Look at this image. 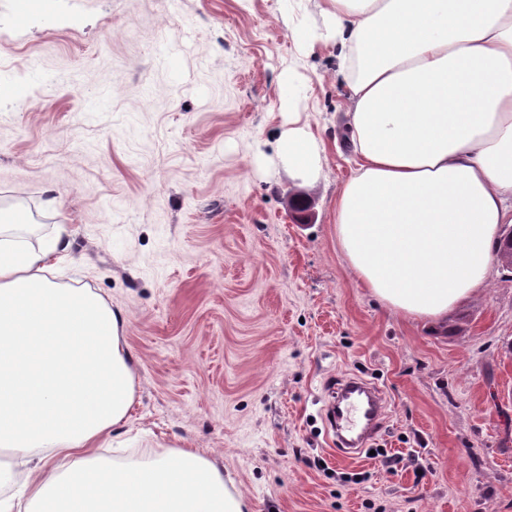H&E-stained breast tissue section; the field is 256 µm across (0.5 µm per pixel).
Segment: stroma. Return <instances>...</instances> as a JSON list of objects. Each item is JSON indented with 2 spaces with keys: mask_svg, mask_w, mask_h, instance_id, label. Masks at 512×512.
Returning <instances> with one entry per match:
<instances>
[{
  "mask_svg": "<svg viewBox=\"0 0 512 512\" xmlns=\"http://www.w3.org/2000/svg\"><path fill=\"white\" fill-rule=\"evenodd\" d=\"M345 65L322 0H0V66L28 84L0 111V212L34 246L73 229L55 282L125 314L115 463L193 449L246 512H512V272L434 332L358 283L333 224ZM292 129L313 161L283 156ZM346 374L389 396L351 461L324 421Z\"/></svg>",
  "mask_w": 512,
  "mask_h": 512,
  "instance_id": "1",
  "label": "stroma"
}]
</instances>
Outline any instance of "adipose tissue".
I'll list each match as a JSON object with an SVG mask.
<instances>
[{
  "instance_id": "1",
  "label": "adipose tissue",
  "mask_w": 512,
  "mask_h": 512,
  "mask_svg": "<svg viewBox=\"0 0 512 512\" xmlns=\"http://www.w3.org/2000/svg\"><path fill=\"white\" fill-rule=\"evenodd\" d=\"M342 53L355 166L336 243L358 282L435 325L485 287L512 224V0H324ZM0 213V447L26 453L24 506L0 512H244L188 448L141 468L100 464L134 404L124 317L50 281L67 229L35 247Z\"/></svg>"
}]
</instances>
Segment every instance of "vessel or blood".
<instances>
[{
    "instance_id": "vessel-or-blood-1",
    "label": "vessel or blood",
    "mask_w": 512,
    "mask_h": 512,
    "mask_svg": "<svg viewBox=\"0 0 512 512\" xmlns=\"http://www.w3.org/2000/svg\"><path fill=\"white\" fill-rule=\"evenodd\" d=\"M324 417L337 455L357 458L383 430L388 400L384 391L368 380L357 375L343 376L327 391Z\"/></svg>"
}]
</instances>
